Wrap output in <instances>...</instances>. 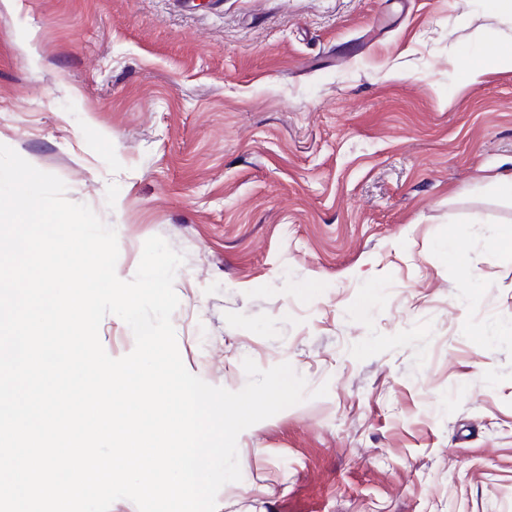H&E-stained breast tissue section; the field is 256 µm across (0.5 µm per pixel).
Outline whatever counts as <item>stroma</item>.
Listing matches in <instances>:
<instances>
[{
  "label": "stroma",
  "mask_w": 512,
  "mask_h": 512,
  "mask_svg": "<svg viewBox=\"0 0 512 512\" xmlns=\"http://www.w3.org/2000/svg\"><path fill=\"white\" fill-rule=\"evenodd\" d=\"M512 41L482 0H0V144L184 263L185 367L304 400L217 512H512ZM467 78L478 83L486 73L503 69H512V41L491 42L485 44L477 55L467 57L464 62Z\"/></svg>",
  "instance_id": "obj_1"
}]
</instances>
